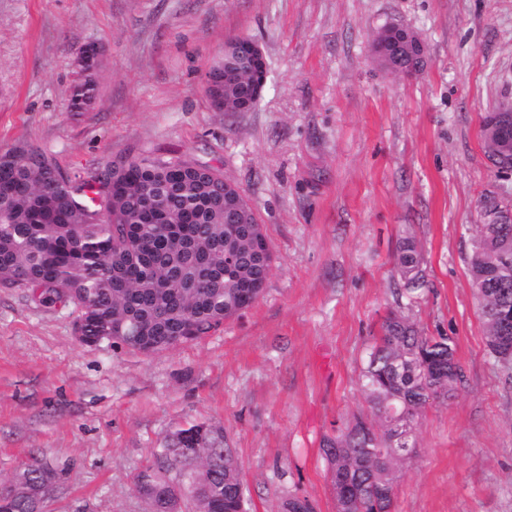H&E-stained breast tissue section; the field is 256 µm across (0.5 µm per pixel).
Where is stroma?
Listing matches in <instances>:
<instances>
[{
    "label": "stroma",
    "instance_id": "35a3bbf8",
    "mask_svg": "<svg viewBox=\"0 0 512 512\" xmlns=\"http://www.w3.org/2000/svg\"><path fill=\"white\" fill-rule=\"evenodd\" d=\"M390 23L425 44L422 72L381 68ZM245 35L268 79L251 112L213 111L205 74ZM98 95L68 108L83 45ZM512 99V0H0V151L70 175L139 156L219 167L273 254L263 294L199 340L141 354L81 343L72 307L0 288V485L30 455L62 475L47 512H147L135 479L174 433L221 429L250 512L292 495L336 512L321 450L369 405L360 373L391 311L454 342L464 383L417 419L392 512H512V364L487 345L467 258L480 207L512 209L482 119ZM424 285L397 304L402 240Z\"/></svg>",
    "mask_w": 512,
    "mask_h": 512
}]
</instances>
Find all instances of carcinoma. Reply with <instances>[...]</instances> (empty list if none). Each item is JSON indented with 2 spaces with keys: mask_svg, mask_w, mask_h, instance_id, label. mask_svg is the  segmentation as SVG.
I'll use <instances>...</instances> for the list:
<instances>
[{
  "mask_svg": "<svg viewBox=\"0 0 512 512\" xmlns=\"http://www.w3.org/2000/svg\"><path fill=\"white\" fill-rule=\"evenodd\" d=\"M402 55L408 73L424 66L420 53L403 44L387 46ZM250 76L239 71L226 96L227 111L250 95ZM95 84L75 83L70 108L86 111L94 103ZM231 219L224 211V175L180 155L135 157L117 179L99 190L92 180L63 177L55 160L38 147L0 153V287L39 288L40 298L63 302L87 323L86 344L100 336L134 351L139 334L159 352L194 340L251 306L243 297L253 280H266L245 235L226 238ZM396 265L409 297L423 284L415 243H401ZM473 285L490 348L499 340L498 315L512 307V233L496 224L476 225L468 256ZM454 343L447 336H424L416 324L391 312L381 325L362 371V387L371 416L358 417L346 431L323 441L329 471L342 478L332 484L344 512H390L395 473L410 447L412 424L432 402L454 396L462 382ZM205 426L193 424L175 433L162 457L153 456L136 488L151 512H247L242 465L234 449L209 437L198 445ZM187 476L181 501L174 498L172 472ZM25 479L29 494L11 495L8 512H31L44 480L34 458L14 480ZM284 512H315L307 498L290 496Z\"/></svg>",
  "mask_w": 512,
  "mask_h": 512,
  "instance_id": "obj_1",
  "label": "carcinoma"
}]
</instances>
